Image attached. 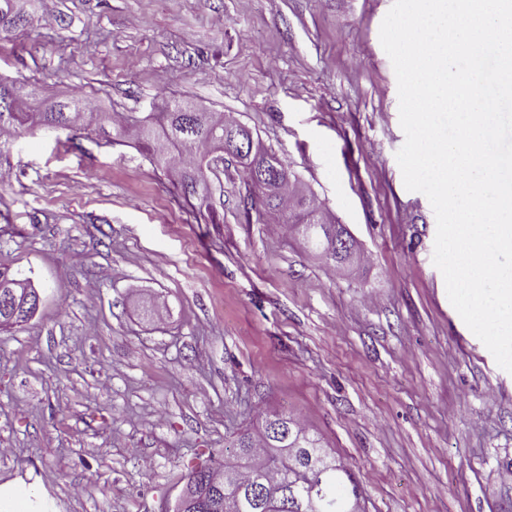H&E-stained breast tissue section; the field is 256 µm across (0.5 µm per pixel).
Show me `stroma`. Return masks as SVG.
Wrapping results in <instances>:
<instances>
[{"label": "stroma", "instance_id": "35a3bbf8", "mask_svg": "<svg viewBox=\"0 0 512 512\" xmlns=\"http://www.w3.org/2000/svg\"><path fill=\"white\" fill-rule=\"evenodd\" d=\"M392 4L28 0L26 30L0 32V77L47 103L231 114L358 251L329 268L271 234L230 157L204 211L135 143L1 146L0 266L42 304L0 333V512H173L195 464L279 410L351 469L364 512H512V373L455 320L434 211L396 161Z\"/></svg>", "mask_w": 512, "mask_h": 512}]
</instances>
